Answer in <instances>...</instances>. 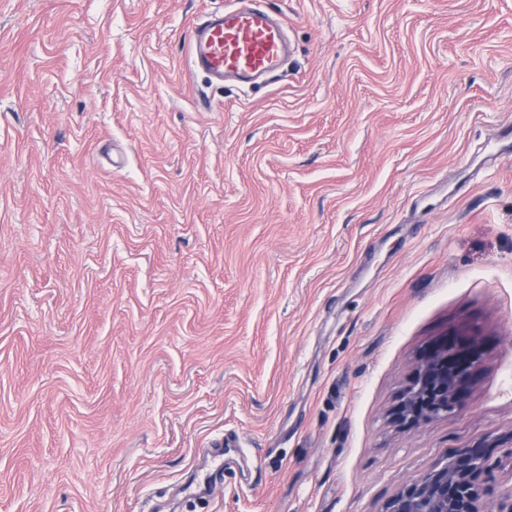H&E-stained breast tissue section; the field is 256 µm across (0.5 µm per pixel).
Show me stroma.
<instances>
[{"label": "stroma", "instance_id": "35a3bbf8", "mask_svg": "<svg viewBox=\"0 0 512 512\" xmlns=\"http://www.w3.org/2000/svg\"><path fill=\"white\" fill-rule=\"evenodd\" d=\"M223 4L0 0V512H382L512 437V0H262L255 88L187 70ZM479 362L478 352L463 340L434 348L416 364L412 384L394 409L395 420L413 426L460 411Z\"/></svg>", "mask_w": 512, "mask_h": 512}]
</instances>
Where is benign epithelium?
I'll use <instances>...</instances> for the list:
<instances>
[{
    "label": "benign epithelium",
    "instance_id": "obj_1",
    "mask_svg": "<svg viewBox=\"0 0 512 512\" xmlns=\"http://www.w3.org/2000/svg\"><path fill=\"white\" fill-rule=\"evenodd\" d=\"M479 362L478 352L463 340L434 348L416 364L395 420L413 426L460 411ZM493 447L483 438L456 449L448 462L400 488L382 512H512V492L497 494L491 485Z\"/></svg>",
    "mask_w": 512,
    "mask_h": 512
}]
</instances>
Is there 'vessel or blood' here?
Instances as JSON below:
<instances>
[{"instance_id":"vessel-or-blood-1","label":"vessel or blood","mask_w":512,"mask_h":512,"mask_svg":"<svg viewBox=\"0 0 512 512\" xmlns=\"http://www.w3.org/2000/svg\"><path fill=\"white\" fill-rule=\"evenodd\" d=\"M290 51L285 21L242 0H225L195 24L188 42L191 71L204 73L212 84L224 78L239 83L278 79Z\"/></svg>"}]
</instances>
